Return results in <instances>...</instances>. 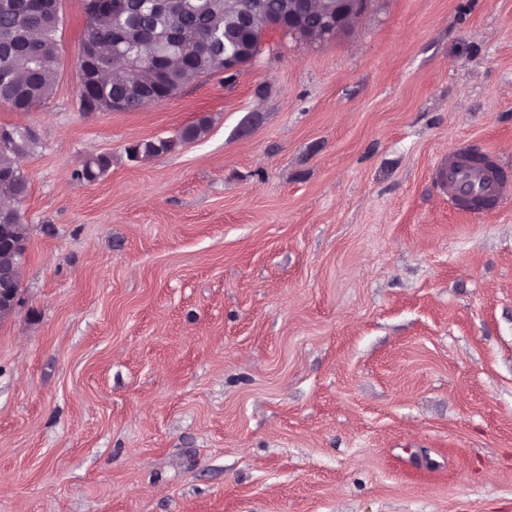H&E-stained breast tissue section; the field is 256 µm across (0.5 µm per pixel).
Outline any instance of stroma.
Returning a JSON list of instances; mask_svg holds the SVG:
<instances>
[{
	"label": "stroma",
	"mask_w": 512,
	"mask_h": 512,
	"mask_svg": "<svg viewBox=\"0 0 512 512\" xmlns=\"http://www.w3.org/2000/svg\"><path fill=\"white\" fill-rule=\"evenodd\" d=\"M61 13L52 97L0 105L37 137L0 512H512V198L433 176L512 164V0H368L136 112L81 109ZM176 144L174 139H158L156 141H142L129 146L126 152L130 159L137 161L150 160L163 154ZM436 177L448 205L463 212L489 210L512 192L506 168L497 159H475L461 148L437 164Z\"/></svg>",
	"instance_id": "35a3bbf8"
}]
</instances>
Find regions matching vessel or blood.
<instances>
[{"label":"vessel or blood","mask_w":512,"mask_h":512,"mask_svg":"<svg viewBox=\"0 0 512 512\" xmlns=\"http://www.w3.org/2000/svg\"><path fill=\"white\" fill-rule=\"evenodd\" d=\"M436 177L448 195L449 206L463 212L491 209L512 195V180L497 159H477L461 149L437 164Z\"/></svg>","instance_id":"obj_1"}]
</instances>
